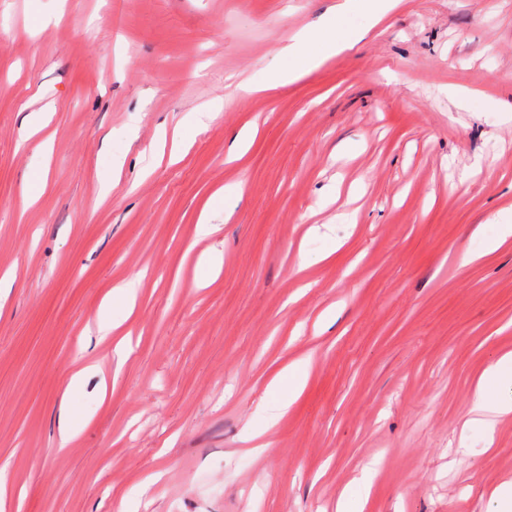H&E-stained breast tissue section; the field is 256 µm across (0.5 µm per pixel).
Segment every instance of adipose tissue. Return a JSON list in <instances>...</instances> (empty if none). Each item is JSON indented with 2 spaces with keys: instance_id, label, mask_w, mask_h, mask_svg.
I'll list each match as a JSON object with an SVG mask.
<instances>
[{
  "instance_id": "obj_1",
  "label": "adipose tissue",
  "mask_w": 512,
  "mask_h": 512,
  "mask_svg": "<svg viewBox=\"0 0 512 512\" xmlns=\"http://www.w3.org/2000/svg\"><path fill=\"white\" fill-rule=\"evenodd\" d=\"M303 43V38L299 37L293 44L288 45L289 57L297 58L298 63L289 68L288 72L273 76L271 85L298 80L346 48L345 43L337 40L331 32L326 33L315 52L303 53ZM470 415L473 423L489 430L500 419L512 416V351L503 353L477 380L472 394Z\"/></svg>"
}]
</instances>
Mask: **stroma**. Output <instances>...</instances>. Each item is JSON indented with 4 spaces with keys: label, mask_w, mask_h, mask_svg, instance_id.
<instances>
[{
    "label": "stroma",
    "mask_w": 512,
    "mask_h": 512,
    "mask_svg": "<svg viewBox=\"0 0 512 512\" xmlns=\"http://www.w3.org/2000/svg\"><path fill=\"white\" fill-rule=\"evenodd\" d=\"M337 2L0 0V512H492L512 417L465 421L512 351V239L486 254L480 232L512 209V0H401L375 25ZM331 20L353 48L267 88ZM128 280L133 312L87 333ZM309 360L304 359L288 365V368L277 378L271 385H275L278 381L288 378V393L281 395L274 406L273 418L281 417L288 412V408L300 396L306 382Z\"/></svg>",
    "instance_id": "obj_1"
}]
</instances>
